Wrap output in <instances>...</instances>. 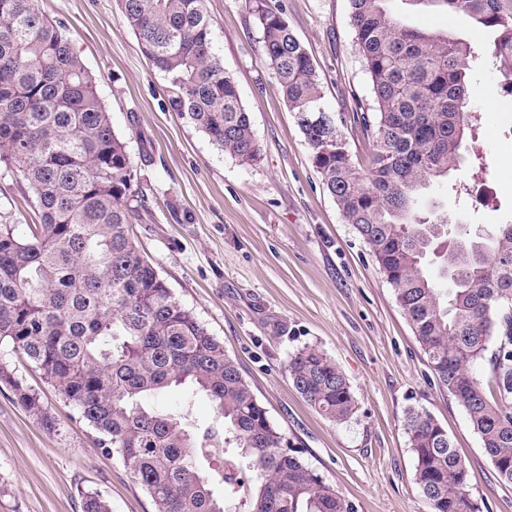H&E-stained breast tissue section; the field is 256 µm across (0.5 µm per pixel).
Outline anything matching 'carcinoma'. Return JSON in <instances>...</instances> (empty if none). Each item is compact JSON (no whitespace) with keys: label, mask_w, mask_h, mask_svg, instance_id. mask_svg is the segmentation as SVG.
I'll list each match as a JSON object with an SVG mask.
<instances>
[{"label":"carcinoma","mask_w":512,"mask_h":512,"mask_svg":"<svg viewBox=\"0 0 512 512\" xmlns=\"http://www.w3.org/2000/svg\"><path fill=\"white\" fill-rule=\"evenodd\" d=\"M354 46L370 100L360 123L375 151L354 164L328 112L314 61L269 0H250L279 90L296 113L323 187L392 286L438 384L464 408L499 479L512 483V224L459 240L448 216H423L418 196L457 170L466 139L471 43L409 25L395 0H349ZM468 15L493 36L484 57L512 86V12L501 0H411ZM153 68L168 78L170 108L243 165L260 160L250 112L210 38L204 0H119ZM0 162L34 194L39 223L20 238L0 224V345L21 350L117 455L156 512H228L240 474L253 490L238 512H355L270 420L237 363L172 294L130 235L137 183L96 77L68 35L35 0H0ZM435 256L451 281L428 275ZM486 361L490 381L472 370ZM298 393L341 424L356 400L341 368L304 347L288 361ZM0 382L43 424L39 397L0 364ZM173 387L205 394L206 425L163 413L146 399ZM404 429L428 512H483L446 430L412 409ZM223 451L213 467V449ZM82 512H110L98 493Z\"/></svg>","instance_id":"obj_1"}]
</instances>
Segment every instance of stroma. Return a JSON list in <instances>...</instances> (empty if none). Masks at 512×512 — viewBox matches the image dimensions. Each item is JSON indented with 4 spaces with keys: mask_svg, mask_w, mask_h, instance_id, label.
<instances>
[{
    "mask_svg": "<svg viewBox=\"0 0 512 512\" xmlns=\"http://www.w3.org/2000/svg\"><path fill=\"white\" fill-rule=\"evenodd\" d=\"M307 47L324 103L354 163L366 168L372 143L354 122L368 79L352 42L349 0H270ZM97 78L112 128L126 144L148 209L132 226L141 254L174 297L193 311L238 364L254 395L292 447L355 512H427L404 430L410 409L447 430L468 470V490L489 512H512L464 408L436 383L392 287L347 224L314 168L310 148L269 69L248 0H205L214 52L248 109L261 160L240 164L214 146L167 99V80L142 54L118 0H37ZM408 22L449 29L475 48L488 33L465 14L398 4ZM468 109L481 118L451 179L433 180L422 210L440 203L470 232L512 222V92L495 69L472 73ZM472 192L458 203L449 180ZM494 192H485L487 182ZM31 192L0 163V223L28 232ZM312 346L345 373L357 400L334 424L310 406L288 376V358ZM7 365L38 393L55 421L46 428L0 384V512H82L95 491L111 512H155L122 461L100 448L76 408L19 351ZM163 412L209 421L208 398L173 388L150 400Z\"/></svg>",
    "mask_w": 512,
    "mask_h": 512,
    "instance_id": "35a3bbf8",
    "label": "stroma"
}]
</instances>
